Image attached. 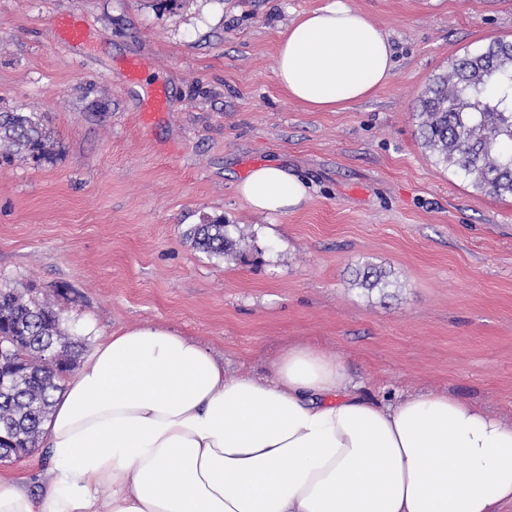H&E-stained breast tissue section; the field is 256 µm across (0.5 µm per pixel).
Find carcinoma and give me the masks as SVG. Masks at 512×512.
<instances>
[{
	"label": "carcinoma",
	"mask_w": 512,
	"mask_h": 512,
	"mask_svg": "<svg viewBox=\"0 0 512 512\" xmlns=\"http://www.w3.org/2000/svg\"><path fill=\"white\" fill-rule=\"evenodd\" d=\"M419 132L436 163L453 168L472 185L496 196H512V42L497 40L452 61L419 99ZM51 136L43 115L0 112V147L7 160H38ZM193 246L215 256L236 252L224 219L190 227ZM364 288L387 286L368 266L356 275ZM0 348L9 357L0 371V434L10 447L4 459H19L35 447L82 343L61 329L60 316L32 297V289L0 288ZM57 351L48 362L46 348Z\"/></svg>",
	"instance_id": "carcinoma-1"
}]
</instances>
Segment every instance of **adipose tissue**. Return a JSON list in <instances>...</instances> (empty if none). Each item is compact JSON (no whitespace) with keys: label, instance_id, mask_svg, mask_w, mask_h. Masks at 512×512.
<instances>
[{"label":"adipose tissue","instance_id":"ef3b65f1","mask_svg":"<svg viewBox=\"0 0 512 512\" xmlns=\"http://www.w3.org/2000/svg\"><path fill=\"white\" fill-rule=\"evenodd\" d=\"M388 35L348 0L296 15L275 72L312 112L366 100L393 76ZM285 214L309 189L267 163L238 185ZM273 377L228 376L197 341L123 327L97 343L42 425L40 493L0 478V512H502L512 423L448 394L362 396L320 345L294 344Z\"/></svg>","mask_w":512,"mask_h":512}]
</instances>
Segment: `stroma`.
I'll list each match as a JSON object with an SVG mask.
<instances>
[{"mask_svg":"<svg viewBox=\"0 0 512 512\" xmlns=\"http://www.w3.org/2000/svg\"><path fill=\"white\" fill-rule=\"evenodd\" d=\"M326 2L0 0V112L34 108L54 140L40 161L0 160V287L33 286L86 356L119 328L164 326L227 375L267 377L288 345L316 343L370 399L448 393L512 422V198L436 165L415 118L451 60L512 41V0H349L389 36L394 76L311 112L275 58L291 19ZM69 16L84 43L54 39ZM158 83L168 109L149 119ZM270 162L311 188L285 215L236 190ZM216 216L243 234L239 256L186 239ZM367 264L390 287H358Z\"/></svg>","mask_w":512,"mask_h":512,"instance_id":"35a3bbf8","label":"stroma"}]
</instances>
